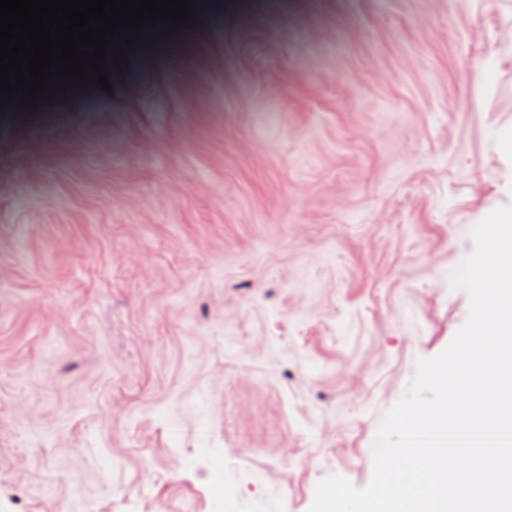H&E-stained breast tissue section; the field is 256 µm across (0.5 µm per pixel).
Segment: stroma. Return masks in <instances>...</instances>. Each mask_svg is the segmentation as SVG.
<instances>
[{
  "mask_svg": "<svg viewBox=\"0 0 512 512\" xmlns=\"http://www.w3.org/2000/svg\"><path fill=\"white\" fill-rule=\"evenodd\" d=\"M261 2L0 114V512H309L467 321L512 0Z\"/></svg>",
  "mask_w": 512,
  "mask_h": 512,
  "instance_id": "35a3bbf8",
  "label": "stroma"
}]
</instances>
